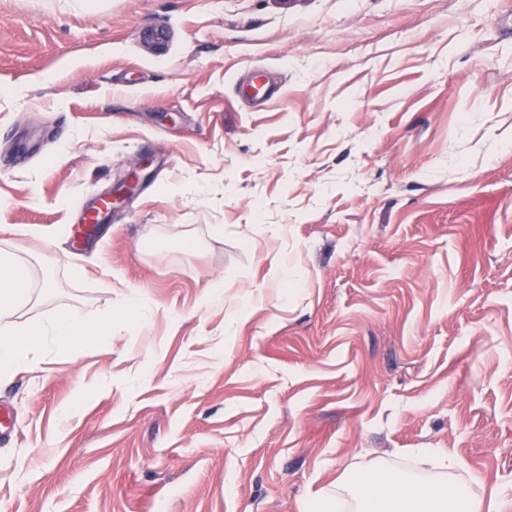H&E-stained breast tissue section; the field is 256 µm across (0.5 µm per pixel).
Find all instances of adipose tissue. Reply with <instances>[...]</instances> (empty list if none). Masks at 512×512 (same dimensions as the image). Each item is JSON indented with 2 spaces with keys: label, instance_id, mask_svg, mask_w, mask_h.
<instances>
[{
  "label": "adipose tissue",
  "instance_id": "obj_1",
  "mask_svg": "<svg viewBox=\"0 0 512 512\" xmlns=\"http://www.w3.org/2000/svg\"><path fill=\"white\" fill-rule=\"evenodd\" d=\"M31 296L30 263L17 252L0 248V371L32 364L43 337L71 352L107 342L114 329L111 320L72 312L52 324L19 326L12 316ZM479 476L447 484L420 483L404 472L378 463L350 469L324 502L309 501L306 512H506L512 493L494 498L477 495Z\"/></svg>",
  "mask_w": 512,
  "mask_h": 512
}]
</instances>
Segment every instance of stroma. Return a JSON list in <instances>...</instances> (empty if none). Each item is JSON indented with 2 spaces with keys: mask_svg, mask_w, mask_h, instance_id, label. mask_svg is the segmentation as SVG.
Masks as SVG:
<instances>
[{
  "mask_svg": "<svg viewBox=\"0 0 512 512\" xmlns=\"http://www.w3.org/2000/svg\"><path fill=\"white\" fill-rule=\"evenodd\" d=\"M1 246L17 323L124 321L0 376V512H303L417 448L511 486L512 0H0Z\"/></svg>",
  "mask_w": 512,
  "mask_h": 512,
  "instance_id": "obj_1",
  "label": "stroma"
}]
</instances>
